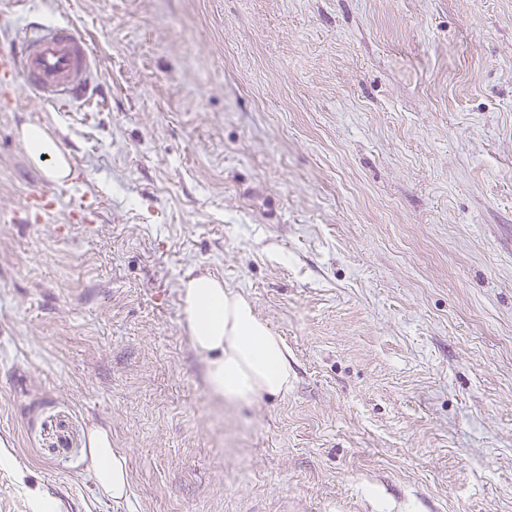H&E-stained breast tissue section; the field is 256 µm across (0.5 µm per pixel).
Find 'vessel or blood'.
<instances>
[{
    "instance_id": "obj_1",
    "label": "vessel or blood",
    "mask_w": 512,
    "mask_h": 512,
    "mask_svg": "<svg viewBox=\"0 0 512 512\" xmlns=\"http://www.w3.org/2000/svg\"><path fill=\"white\" fill-rule=\"evenodd\" d=\"M0 57V71L19 79L47 105H85L96 81L95 56L89 42L70 24H44L13 40Z\"/></svg>"
}]
</instances>
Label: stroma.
I'll return each mask as SVG.
<instances>
[{"instance_id": "35a3bbf8", "label": "stroma", "mask_w": 512, "mask_h": 512, "mask_svg": "<svg viewBox=\"0 0 512 512\" xmlns=\"http://www.w3.org/2000/svg\"><path fill=\"white\" fill-rule=\"evenodd\" d=\"M51 22L102 93L0 75V512H512V0H30L0 49ZM25 124L78 173L55 196ZM198 272L284 339L288 395L209 391ZM91 448L90 473L100 492L112 500L125 497L129 488L126 456L112 444V432L103 427L93 428L88 435Z\"/></svg>"}]
</instances>
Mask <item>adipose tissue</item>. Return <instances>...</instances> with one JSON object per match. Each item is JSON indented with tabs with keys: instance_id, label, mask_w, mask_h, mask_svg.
<instances>
[{
	"instance_id": "ef3b65f1",
	"label": "adipose tissue",
	"mask_w": 512,
	"mask_h": 512,
	"mask_svg": "<svg viewBox=\"0 0 512 512\" xmlns=\"http://www.w3.org/2000/svg\"><path fill=\"white\" fill-rule=\"evenodd\" d=\"M21 140L30 161L52 182L74 179L75 171L57 138L43 126L26 124ZM184 328L193 348L204 357L206 381L213 395L248 403L263 396H284L293 385L288 348L242 294L222 281L198 274L182 280ZM89 470L100 492L113 500L129 488L126 456L103 427L88 435Z\"/></svg>"
}]
</instances>
